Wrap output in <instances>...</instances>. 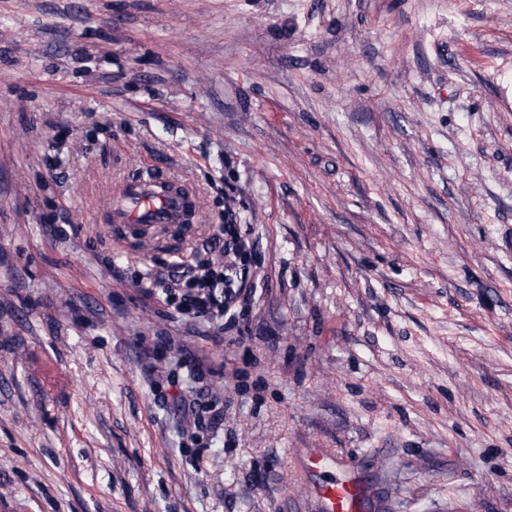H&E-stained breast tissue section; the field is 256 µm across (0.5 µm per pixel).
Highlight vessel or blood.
<instances>
[{
	"instance_id": "vessel-or-blood-1",
	"label": "vessel or blood",
	"mask_w": 512,
	"mask_h": 512,
	"mask_svg": "<svg viewBox=\"0 0 512 512\" xmlns=\"http://www.w3.org/2000/svg\"><path fill=\"white\" fill-rule=\"evenodd\" d=\"M188 203L183 192L167 189L162 182L146 185L130 179L123 183L112 208V226L135 238H157L182 221ZM305 462L311 469L327 466L332 471L329 479L314 485L311 491L323 512H366L365 492L343 477L350 463L337 459L326 448L308 449Z\"/></svg>"
}]
</instances>
